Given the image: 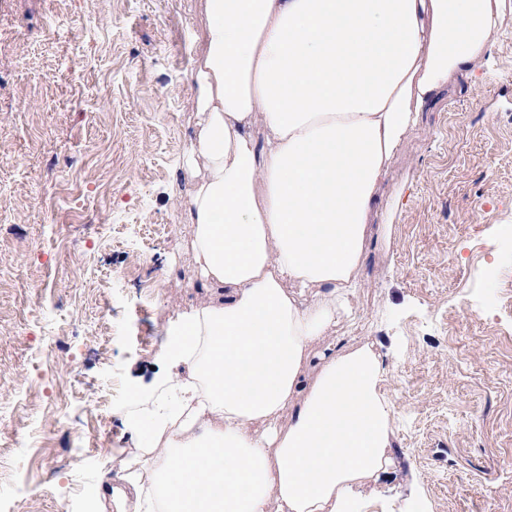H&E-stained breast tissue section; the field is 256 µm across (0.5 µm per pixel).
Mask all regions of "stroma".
Here are the masks:
<instances>
[{
  "instance_id": "35a3bbf8",
  "label": "stroma",
  "mask_w": 512,
  "mask_h": 512,
  "mask_svg": "<svg viewBox=\"0 0 512 512\" xmlns=\"http://www.w3.org/2000/svg\"><path fill=\"white\" fill-rule=\"evenodd\" d=\"M198 0H0V512H86L175 315L201 302L180 165ZM359 325L395 472L360 512H512V0L391 166Z\"/></svg>"
}]
</instances>
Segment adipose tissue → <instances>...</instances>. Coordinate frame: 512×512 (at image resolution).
Listing matches in <instances>:
<instances>
[{
	"label": "adipose tissue",
	"instance_id": "1",
	"mask_svg": "<svg viewBox=\"0 0 512 512\" xmlns=\"http://www.w3.org/2000/svg\"><path fill=\"white\" fill-rule=\"evenodd\" d=\"M504 0H199L183 171L207 301L171 321L123 462L133 512H352L388 475L373 342L342 347L391 162Z\"/></svg>",
	"mask_w": 512,
	"mask_h": 512
}]
</instances>
